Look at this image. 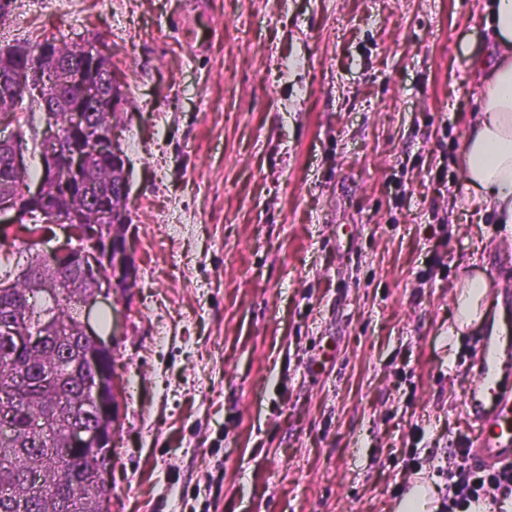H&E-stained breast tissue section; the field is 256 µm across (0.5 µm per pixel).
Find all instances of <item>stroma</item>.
Here are the masks:
<instances>
[{"label": "stroma", "mask_w": 512, "mask_h": 512, "mask_svg": "<svg viewBox=\"0 0 512 512\" xmlns=\"http://www.w3.org/2000/svg\"><path fill=\"white\" fill-rule=\"evenodd\" d=\"M486 0H14L0 47L102 36L135 286L100 300L111 512H396L471 434L462 272L497 287L463 136ZM417 448V461L407 451Z\"/></svg>", "instance_id": "35a3bbf8"}]
</instances>
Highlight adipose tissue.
Wrapping results in <instances>:
<instances>
[{
  "label": "adipose tissue",
  "mask_w": 512,
  "mask_h": 512,
  "mask_svg": "<svg viewBox=\"0 0 512 512\" xmlns=\"http://www.w3.org/2000/svg\"><path fill=\"white\" fill-rule=\"evenodd\" d=\"M486 27L493 41V59L481 63L485 85L480 109L463 138L464 181L472 211L494 213L496 223L512 228V0H490ZM488 287L474 278L455 295L460 336L466 324L489 311Z\"/></svg>",
  "instance_id": "1"
}]
</instances>
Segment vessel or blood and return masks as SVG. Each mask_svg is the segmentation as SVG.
<instances>
[{"instance_id":"vessel-or-blood-1","label":"vessel or blood","mask_w":512,"mask_h":512,"mask_svg":"<svg viewBox=\"0 0 512 512\" xmlns=\"http://www.w3.org/2000/svg\"><path fill=\"white\" fill-rule=\"evenodd\" d=\"M501 323L484 322L470 361L464 406L474 424L468 443L476 466L495 470L512 463V386L502 381L500 357L512 348V289H498Z\"/></svg>"}]
</instances>
